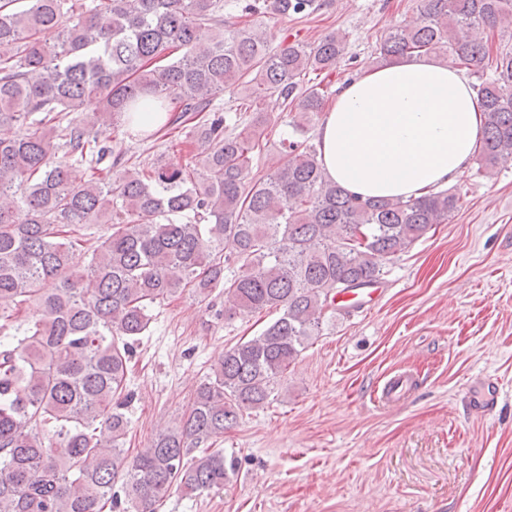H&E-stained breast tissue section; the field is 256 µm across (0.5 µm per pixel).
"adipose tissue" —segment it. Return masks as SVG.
Wrapping results in <instances>:
<instances>
[{
  "label": "adipose tissue",
  "mask_w": 512,
  "mask_h": 512,
  "mask_svg": "<svg viewBox=\"0 0 512 512\" xmlns=\"http://www.w3.org/2000/svg\"><path fill=\"white\" fill-rule=\"evenodd\" d=\"M480 100L451 58L364 69L320 122L321 164L364 199L414 198L452 182L476 154Z\"/></svg>",
  "instance_id": "1"
}]
</instances>
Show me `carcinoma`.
<instances>
[{
	"instance_id": "cac0c4a2",
	"label": "carcinoma",
	"mask_w": 512,
	"mask_h": 512,
	"mask_svg": "<svg viewBox=\"0 0 512 512\" xmlns=\"http://www.w3.org/2000/svg\"><path fill=\"white\" fill-rule=\"evenodd\" d=\"M0 0V512H104L125 497L156 512L172 488L224 487V453L210 450L240 413L270 403L285 371L319 335L335 296L380 282L383 268L460 205L457 189L362 200L324 173L310 131L321 83L346 56L348 35L269 47L255 17L299 15L314 0H247L245 21L220 19L224 0ZM420 20L392 30L372 63L444 54L477 76L483 107L477 172L512 158V0H419ZM243 88V127L214 107ZM297 104L283 162L253 179L267 139L262 101ZM172 104L175 126L206 144L181 167L143 169L102 134L140 111ZM43 117L36 118L37 114ZM56 124L47 126V122ZM80 224H107L86 268L72 255ZM224 286V319L276 311L261 332L224 351L193 391L182 425L124 455L121 396L150 308ZM30 320L14 323L27 307ZM55 441L45 443V432Z\"/></svg>"
}]
</instances>
